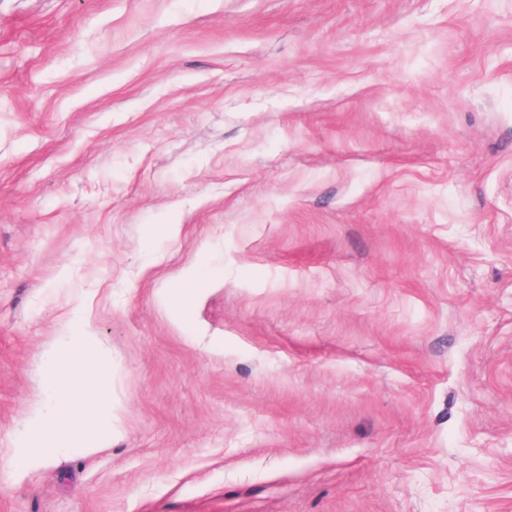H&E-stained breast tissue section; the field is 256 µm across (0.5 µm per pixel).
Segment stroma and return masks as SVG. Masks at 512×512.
<instances>
[{"label":"stroma","mask_w":512,"mask_h":512,"mask_svg":"<svg viewBox=\"0 0 512 512\" xmlns=\"http://www.w3.org/2000/svg\"><path fill=\"white\" fill-rule=\"evenodd\" d=\"M0 512H512V0H0Z\"/></svg>","instance_id":"35a3bbf8"}]
</instances>
